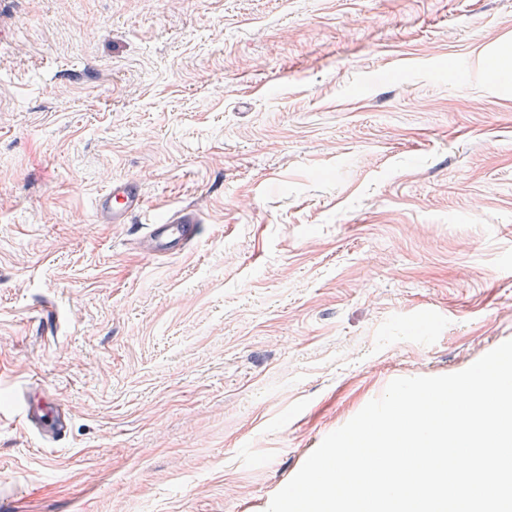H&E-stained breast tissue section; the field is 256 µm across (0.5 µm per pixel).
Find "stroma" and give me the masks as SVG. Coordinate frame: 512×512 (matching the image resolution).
<instances>
[{
  "instance_id": "obj_1",
  "label": "stroma",
  "mask_w": 512,
  "mask_h": 512,
  "mask_svg": "<svg viewBox=\"0 0 512 512\" xmlns=\"http://www.w3.org/2000/svg\"><path fill=\"white\" fill-rule=\"evenodd\" d=\"M508 43L512 0H0V512H266L392 380L512 339ZM119 177L146 208L99 223ZM201 224L195 209L185 207L171 213L162 224H147L143 236L146 252L151 256H171L180 253L198 235ZM26 385L16 401L17 412L25 428L45 445L62 440L72 424L69 411L55 394L40 390L36 381Z\"/></svg>"
}]
</instances>
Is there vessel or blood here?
Returning a JSON list of instances; mask_svg holds the SVG:
<instances>
[{"instance_id":"1","label":"vessel or blood","mask_w":512,"mask_h":512,"mask_svg":"<svg viewBox=\"0 0 512 512\" xmlns=\"http://www.w3.org/2000/svg\"><path fill=\"white\" fill-rule=\"evenodd\" d=\"M145 207V198L137 180L116 178L96 201V215L104 224H127ZM200 218L195 209L186 207L171 213L161 224L149 225L143 237L146 252L152 256L180 253L193 241ZM18 414L25 428L43 444L62 440L69 432L72 418L55 394L30 382L17 401Z\"/></svg>"}]
</instances>
